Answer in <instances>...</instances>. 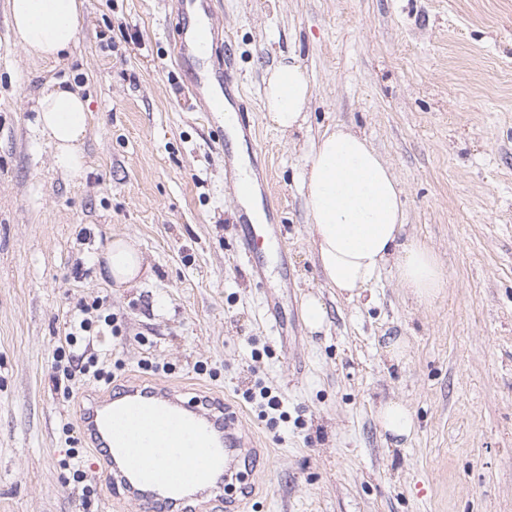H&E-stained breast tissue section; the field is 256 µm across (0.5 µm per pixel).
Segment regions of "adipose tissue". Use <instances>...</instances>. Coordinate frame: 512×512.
<instances>
[{
	"label": "adipose tissue",
	"mask_w": 512,
	"mask_h": 512,
	"mask_svg": "<svg viewBox=\"0 0 512 512\" xmlns=\"http://www.w3.org/2000/svg\"><path fill=\"white\" fill-rule=\"evenodd\" d=\"M14 38L27 55L59 61L85 24L83 0H6ZM306 70L282 61L264 77L267 119L282 132L300 128L313 97ZM39 131L70 177L84 171L83 143L90 109L79 90L52 81L36 99ZM308 234L325 284L348 299L363 298L383 270L417 304L430 305L447 286V273L425 243L405 235L403 189L392 168L352 126L336 124L313 141L300 181ZM116 286H133L146 267L135 242L116 237L99 254Z\"/></svg>",
	"instance_id": "obj_1"
}]
</instances>
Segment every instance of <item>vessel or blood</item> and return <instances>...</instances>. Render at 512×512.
Masks as SVG:
<instances>
[{"mask_svg":"<svg viewBox=\"0 0 512 512\" xmlns=\"http://www.w3.org/2000/svg\"><path fill=\"white\" fill-rule=\"evenodd\" d=\"M181 15L200 23L184 25L174 43L179 66L192 78L187 85L195 111L226 112L232 76L210 69L200 52L215 42L219 27L216 0H177ZM225 184L237 197L252 198L255 181L239 179L225 164ZM244 255L255 280H263V243L254 224H246ZM83 442L105 463L104 485L118 512H245L240 497L224 491L225 470L252 471L258 452L254 437L238 431L229 406L187 395L178 383L127 380L108 390L83 393L75 407Z\"/></svg>","mask_w":512,"mask_h":512,"instance_id":"vessel-or-blood-1","label":"vessel or blood"}]
</instances>
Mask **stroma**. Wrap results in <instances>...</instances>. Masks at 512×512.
I'll return each mask as SVG.
<instances>
[{
    "instance_id": "stroma-1",
    "label": "stroma",
    "mask_w": 512,
    "mask_h": 512,
    "mask_svg": "<svg viewBox=\"0 0 512 512\" xmlns=\"http://www.w3.org/2000/svg\"><path fill=\"white\" fill-rule=\"evenodd\" d=\"M0 0V512H113L80 450L63 463L74 403L122 379H179L227 400L258 440L248 512H512V0H222L223 57L242 88L269 180L264 221L287 264L257 284L241 253L237 200L224 188L213 125L189 111L172 59L173 0H84L86 24L55 63L15 43ZM306 66L314 98L302 128L276 130L262 108L267 67ZM90 100L72 181L37 131L48 81ZM364 134L400 179L406 234L431 246L449 286L433 306L384 272L373 300L327 287L314 263L299 183L328 126ZM150 270L115 287L96 260L111 235ZM328 312L303 321L308 293ZM279 296V335L265 297ZM103 298L114 327L92 351L106 381L55 387L52 366L79 306ZM409 352L391 361L387 340ZM280 396L287 421L261 418L244 392ZM414 412L394 441L381 400ZM93 488L83 494V485Z\"/></svg>"
}]
</instances>
